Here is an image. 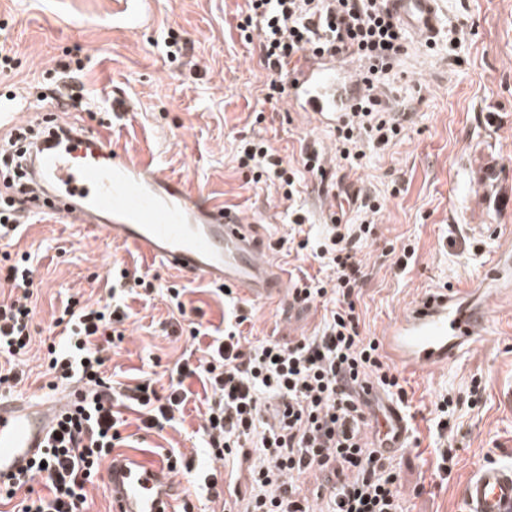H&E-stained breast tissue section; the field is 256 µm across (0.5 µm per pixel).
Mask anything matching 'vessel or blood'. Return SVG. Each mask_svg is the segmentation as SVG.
<instances>
[{"label": "vessel or blood", "instance_id": "vessel-or-blood-1", "mask_svg": "<svg viewBox=\"0 0 512 512\" xmlns=\"http://www.w3.org/2000/svg\"><path fill=\"white\" fill-rule=\"evenodd\" d=\"M442 0H388V8L412 41L438 37ZM363 90L362 64L353 55L326 58L311 52L290 82L292 111L317 125L336 126ZM32 153L41 197L34 210H50L105 231L147 259L194 278L231 288L264 303L281 298L283 279L274 260L262 258L261 241L241 216L208 203L157 167L113 151L105 133H75L41 140ZM466 288H439L406 308L386 330L394 364L408 374L430 372L454 361L483 335L487 313L474 308ZM79 399L77 389L46 401L0 394V484L28 469L51 427ZM380 448L407 447L410 429L397 403L385 409ZM113 512H176L181 488L165 464L129 453L112 458L105 474ZM465 512H512V464L488 462L461 487Z\"/></svg>", "mask_w": 512, "mask_h": 512}]
</instances>
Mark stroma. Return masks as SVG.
<instances>
[{"instance_id": "35a3bbf8", "label": "stroma", "mask_w": 512, "mask_h": 512, "mask_svg": "<svg viewBox=\"0 0 512 512\" xmlns=\"http://www.w3.org/2000/svg\"><path fill=\"white\" fill-rule=\"evenodd\" d=\"M246 9L247 0H0V42L14 53L12 72L0 74V94L15 96L27 113L55 111L53 88L64 82L63 65L83 61V76L64 83L69 110L79 113L84 129H106L116 152L157 165L256 225L290 284L306 274L326 275L288 243L291 204L310 212L318 232L339 211L361 223V201L378 198L376 233L356 254L364 272L357 305L365 335L383 336L407 306L435 289L482 285L512 239V0H444L434 51H410L391 84V95L406 104L400 140L368 147L367 162L357 169L339 167L331 129L291 111L287 98L267 101L260 33L246 38L237 28ZM171 29L184 46L174 62L163 44ZM252 138L266 140L295 168L302 146L316 145L327 182L303 174L293 202L275 183H254L236 159L240 140ZM486 158L498 167L485 187L476 165ZM21 222L20 235L0 248L33 258L39 330H48L67 298L107 301L112 265L154 278L156 294L124 297L132 316L105 364L114 381L132 385L149 373L168 385L176 360L185 353L202 357L236 308L251 313L241 331L252 344L286 343L321 327V303L224 298L208 283L149 262L73 219L26 215ZM407 243L416 254L401 269L390 250ZM173 285L184 288L188 316L209 335L180 334L166 298ZM488 304L486 333L473 347L426 375L404 378L411 438L397 467L405 512H464L459 489L470 473L488 461L512 462V277L495 285ZM477 380L481 398L472 407ZM184 385L190 396L183 415L162 432L139 430L137 412L124 411L126 440L117 452L162 459L176 448L208 467L199 433L207 393L198 377ZM445 396L458 407L443 433L435 405ZM446 448L455 457L447 474L436 468Z\"/></svg>"}]
</instances>
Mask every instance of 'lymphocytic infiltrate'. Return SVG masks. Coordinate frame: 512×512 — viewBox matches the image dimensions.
Listing matches in <instances>:
<instances>
[{
	"instance_id": "obj_1",
	"label": "lymphocytic infiltrate",
	"mask_w": 512,
	"mask_h": 512,
	"mask_svg": "<svg viewBox=\"0 0 512 512\" xmlns=\"http://www.w3.org/2000/svg\"><path fill=\"white\" fill-rule=\"evenodd\" d=\"M254 27L262 33L270 101L284 93L292 63L306 52L353 53L362 61L367 90L335 128L340 165L362 166L366 144L399 139L403 124L374 93L407 51L405 32L385 0H248L239 28ZM237 159L252 171L254 182L275 179L286 197L295 194V171L264 140L244 143ZM292 216L297 250L311 252L329 271L326 278L297 282L292 292L297 304L322 303L323 324L315 335L246 348L239 326L247 317L236 310L233 324L225 326L198 362H176L167 394H160L149 377L125 386L104 371L105 353L123 341L129 318L122 295L129 284L147 296L156 286L127 269H110L109 302L67 301L54 319L58 337L47 343L43 357L47 388L80 383L86 388L84 399L60 417L28 473L0 486V504L11 512H87V487L122 441L123 410L138 413L140 430L163 431L186 403L184 379L197 375L211 389L202 426L208 458L233 460L247 441L262 457L243 512H312L294 479L313 469L323 476L318 497L325 502L324 512H403L395 456L368 447L363 434L370 388L400 402L406 398L378 339L360 330L357 300L363 273L354 250L373 235L374 225L333 223L315 234L305 229V213L296 210ZM0 268L15 290L0 299V390L8 392L24 377L19 365L30 349L36 305L30 255L2 253ZM272 400L277 409L269 425L264 414ZM37 478L47 494L35 493Z\"/></svg>"
}]
</instances>
